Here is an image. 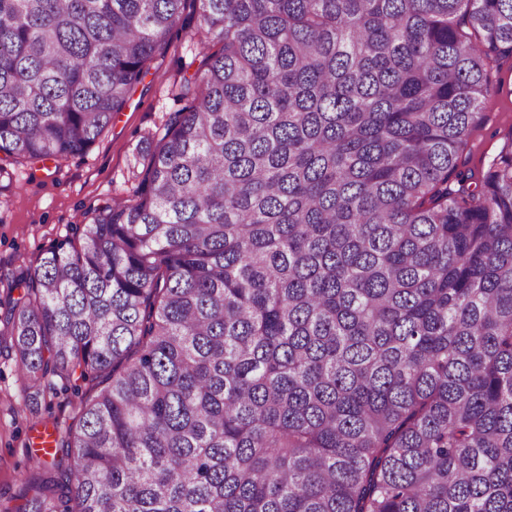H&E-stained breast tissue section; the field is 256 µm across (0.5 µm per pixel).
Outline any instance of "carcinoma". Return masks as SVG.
Masks as SVG:
<instances>
[{
  "mask_svg": "<svg viewBox=\"0 0 512 512\" xmlns=\"http://www.w3.org/2000/svg\"><path fill=\"white\" fill-rule=\"evenodd\" d=\"M192 5L202 91L7 287L90 384L0 512H512V0H0V153L86 155ZM479 34L474 41L463 30ZM489 70L493 81L502 85L503 93L486 103V120L463 151V169H471L476 177L500 151L503 129L512 125V59L494 62Z\"/></svg>",
  "mask_w": 512,
  "mask_h": 512,
  "instance_id": "cac0c4a2",
  "label": "carcinoma"
}]
</instances>
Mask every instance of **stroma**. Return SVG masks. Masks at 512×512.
Here are the masks:
<instances>
[{
  "label": "stroma",
  "instance_id": "obj_1",
  "mask_svg": "<svg viewBox=\"0 0 512 512\" xmlns=\"http://www.w3.org/2000/svg\"><path fill=\"white\" fill-rule=\"evenodd\" d=\"M198 21L184 12L167 48L149 64L123 109L84 157L43 166L0 163V279L68 237L78 236L86 217L107 199H133L135 178L145 162L146 138H160L170 116L191 101L200 85L202 55ZM502 94L485 105L486 120L464 149L465 166L485 170L512 126V59L491 64ZM79 398L70 391L25 398L10 353L0 354V497L21 495L28 455L41 431L72 424Z\"/></svg>",
  "mask_w": 512,
  "mask_h": 512
}]
</instances>
